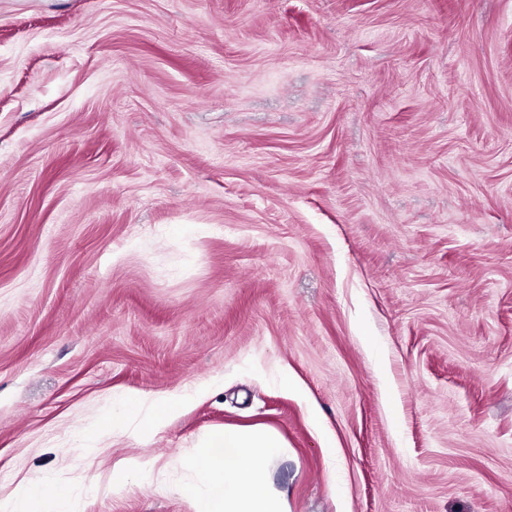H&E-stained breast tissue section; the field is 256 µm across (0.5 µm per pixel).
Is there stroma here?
Listing matches in <instances>:
<instances>
[{
	"label": "stroma",
	"mask_w": 512,
	"mask_h": 512,
	"mask_svg": "<svg viewBox=\"0 0 512 512\" xmlns=\"http://www.w3.org/2000/svg\"><path fill=\"white\" fill-rule=\"evenodd\" d=\"M255 426L289 512H512V0H0V498ZM187 394L177 399H156L149 404L141 398L126 397L119 401L120 411L138 417V427L141 430L154 431L162 426L165 420L177 409L193 399Z\"/></svg>",
	"instance_id": "stroma-1"
}]
</instances>
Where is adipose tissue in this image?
<instances>
[{"mask_svg": "<svg viewBox=\"0 0 512 512\" xmlns=\"http://www.w3.org/2000/svg\"><path fill=\"white\" fill-rule=\"evenodd\" d=\"M185 398L120 399L121 412L137 417L140 429L154 431ZM285 443L272 429L224 428L210 433L192 461L203 475L204 490L196 497L195 512H288L284 492L266 477L267 466ZM0 512H76L70 488L54 483L25 484L0 499Z\"/></svg>", "mask_w": 512, "mask_h": 512, "instance_id": "ef3b65f1", "label": "adipose tissue"}]
</instances>
